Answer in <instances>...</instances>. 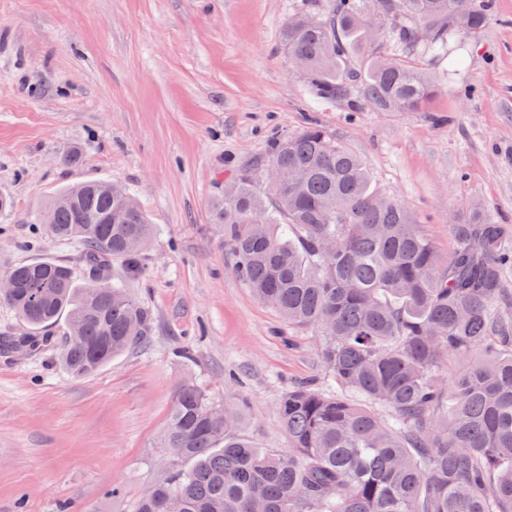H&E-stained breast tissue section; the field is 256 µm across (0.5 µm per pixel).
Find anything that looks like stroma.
Masks as SVG:
<instances>
[{
	"instance_id": "1",
	"label": "stroma",
	"mask_w": 512,
	"mask_h": 512,
	"mask_svg": "<svg viewBox=\"0 0 512 512\" xmlns=\"http://www.w3.org/2000/svg\"><path fill=\"white\" fill-rule=\"evenodd\" d=\"M326 0H0V275L46 258L76 280L77 245L36 219L63 187H128L158 228L141 273L112 279L150 313L146 336L75 378L57 349L0 356V512H135L170 472L160 443L174 392L201 385L242 432L287 453L277 418L318 383L314 329H288L232 271L211 203L224 174L315 121L405 202L442 254L469 207L512 228V0L466 57L465 95L439 82L426 112H349L317 99L280 44L291 14ZM76 150L72 166L61 159ZM119 486L107 502L103 493Z\"/></svg>"
}]
</instances>
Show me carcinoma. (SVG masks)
<instances>
[{
  "mask_svg": "<svg viewBox=\"0 0 512 512\" xmlns=\"http://www.w3.org/2000/svg\"><path fill=\"white\" fill-rule=\"evenodd\" d=\"M493 0H328L299 11L284 52L324 101L351 111L421 112L433 93L415 60L463 79L468 40ZM234 273L290 328L312 327L323 386L298 382L278 402L290 451L258 446L241 416L192 380L174 394L162 447L169 477L136 512H512V233L481 210L451 225L453 250L432 239L362 160L317 124L273 138L253 166L224 180L212 204ZM38 223L77 242L85 283L53 261L18 264L0 293L28 326L0 353L56 346L82 378L136 344L148 311L112 279L120 259L140 274L154 226L130 191L109 181L63 188Z\"/></svg>",
  "mask_w": 512,
  "mask_h": 512,
  "instance_id": "carcinoma-1",
  "label": "carcinoma"
}]
</instances>
